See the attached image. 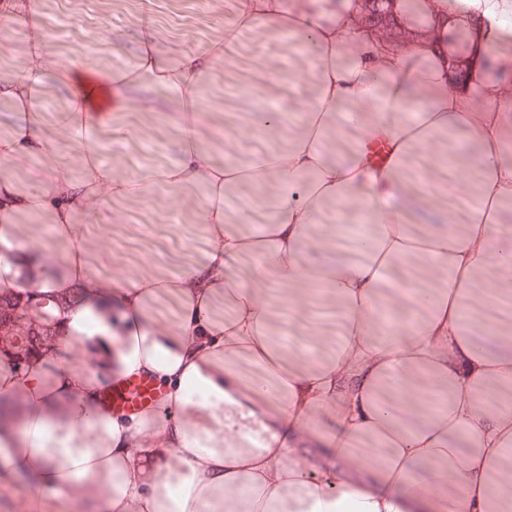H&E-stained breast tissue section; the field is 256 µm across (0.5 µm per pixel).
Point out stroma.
I'll return each instance as SVG.
<instances>
[{
	"instance_id": "1",
	"label": "stroma",
	"mask_w": 512,
	"mask_h": 512,
	"mask_svg": "<svg viewBox=\"0 0 512 512\" xmlns=\"http://www.w3.org/2000/svg\"><path fill=\"white\" fill-rule=\"evenodd\" d=\"M236 0H40L34 21H19L0 0V80L24 63L32 27H39L48 47L63 63H80V76L96 87L93 104L114 113L110 131L97 143L103 161L121 174L140 179L174 164L179 158V131L171 121L179 111L176 94L141 79L116 93L100 86L106 75L135 67V40L140 28H152L162 56L206 50L223 39ZM301 48L256 29L242 32L224 47L204 79L201 127L208 147L221 159L246 163L285 148L299 124L297 101L312 96L311 83L294 80L296 69L308 67ZM277 107L285 121L268 131L263 120ZM205 198L201 188L172 189L151 185L141 198L114 202L104 199L78 216L79 232L107 242L98 257L102 274L122 268L136 271L153 265L176 275L199 258L204 231L195 209ZM287 340H301V330L314 326L325 332L326 345L340 338L336 308L316 302L294 313L281 311Z\"/></svg>"
}]
</instances>
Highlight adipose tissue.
Listing matches in <instances>:
<instances>
[{
	"instance_id": "adipose-tissue-1",
	"label": "adipose tissue",
	"mask_w": 512,
	"mask_h": 512,
	"mask_svg": "<svg viewBox=\"0 0 512 512\" xmlns=\"http://www.w3.org/2000/svg\"><path fill=\"white\" fill-rule=\"evenodd\" d=\"M440 35L391 46L364 32L352 0H237L223 43L177 60L141 32L136 68L180 98L179 159L132 180L94 148L111 125L82 81L39 33L26 62L0 83L12 108L0 134V243L49 236L56 268L23 254L0 263V288L77 302L52 346L22 369L0 364V486L26 475L42 512H512V324L491 310L512 301V0H417ZM484 34L465 80L448 70L449 23ZM303 40L314 94L286 148L242 165L219 160L199 133L197 93L224 43L255 27ZM68 88L66 130L83 136L77 163L58 158L39 110L48 74ZM352 133L340 157L331 136ZM430 168L408 179L416 152ZM41 159L45 186L21 188L16 159ZM468 186L465 216L437 211L435 171ZM200 187L205 248L176 275L152 268L101 275L97 242L75 219L101 199L142 197L152 181ZM280 193L248 231L231 214L248 183ZM361 218L359 257L306 259L338 227L324 208ZM37 214L44 225L21 218ZM335 304L339 346L326 354L284 343L277 310ZM146 377L154 410L118 415L101 404L116 378Z\"/></svg>"
}]
</instances>
